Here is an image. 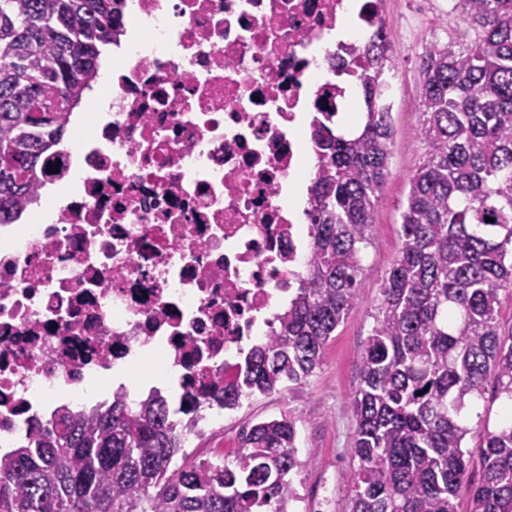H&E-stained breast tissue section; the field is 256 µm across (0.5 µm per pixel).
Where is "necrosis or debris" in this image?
Instances as JSON below:
<instances>
[{
	"instance_id": "4bbe7bcc",
	"label": "necrosis or debris",
	"mask_w": 512,
	"mask_h": 512,
	"mask_svg": "<svg viewBox=\"0 0 512 512\" xmlns=\"http://www.w3.org/2000/svg\"><path fill=\"white\" fill-rule=\"evenodd\" d=\"M365 0H127L130 54L93 134L58 148L0 224V459L60 406L194 398L185 439L223 423L214 389L272 335L311 252L290 182L393 19ZM356 35L326 43L346 20Z\"/></svg>"
}]
</instances>
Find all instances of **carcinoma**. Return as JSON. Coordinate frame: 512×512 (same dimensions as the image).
<instances>
[{
  "mask_svg": "<svg viewBox=\"0 0 512 512\" xmlns=\"http://www.w3.org/2000/svg\"><path fill=\"white\" fill-rule=\"evenodd\" d=\"M125 9L126 0H0V224L29 199ZM453 9L475 37L436 39L422 55L426 156L409 180L401 247L349 402L352 512H458L475 456L482 477L469 512H512V326L499 311L500 292L512 293V0ZM362 67L359 130L335 132L331 112L318 121L308 268L275 335L212 394L226 407L307 379L358 305L394 135L385 38L363 51ZM489 384L507 403L503 421L472 427L468 411ZM182 445L158 396L134 414L119 397L89 416L62 407L33 445L0 462V512H286L299 467L294 417L253 424L232 460L173 469Z\"/></svg>",
  "mask_w": 512,
  "mask_h": 512,
  "instance_id": "carcinoma-1",
  "label": "carcinoma"
}]
</instances>
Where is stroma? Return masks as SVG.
Instances as JSON below:
<instances>
[{"instance_id": "35a3bbf8", "label": "stroma", "mask_w": 512, "mask_h": 512, "mask_svg": "<svg viewBox=\"0 0 512 512\" xmlns=\"http://www.w3.org/2000/svg\"><path fill=\"white\" fill-rule=\"evenodd\" d=\"M444 2L426 0L423 11L411 15L409 0H384L385 11L406 24L387 35L395 65L391 81L395 135L384 197L374 212L372 241L362 254L358 307L337 328L311 376L300 384L244 400L223 424L201 434L192 448L176 455L174 466L233 457L241 446L243 428L292 411L299 417L296 444L305 466L294 479L300 497L288 512H350L355 421L348 402L358 385L357 361L373 329L371 314L398 256L401 204L410 178L425 158V147L416 135L422 122L420 49L436 38L452 37L467 45L474 37L458 14L441 16Z\"/></svg>"}]
</instances>
